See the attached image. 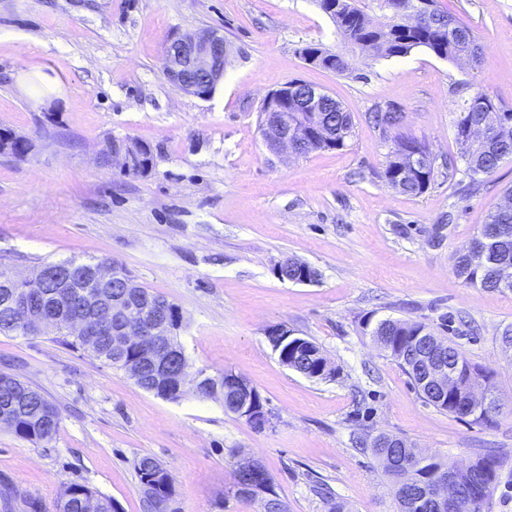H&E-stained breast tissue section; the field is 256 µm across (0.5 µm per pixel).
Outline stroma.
Listing matches in <instances>:
<instances>
[{"label":"stroma","instance_id":"obj_1","mask_svg":"<svg viewBox=\"0 0 512 512\" xmlns=\"http://www.w3.org/2000/svg\"><path fill=\"white\" fill-rule=\"evenodd\" d=\"M479 37L470 69L418 48L376 58L344 46L316 0H0V127L30 145L0 154V263L22 276L47 261L117 262L178 307L192 370L232 371L259 393L270 423L254 428L222 404L171 401L128 373L51 335H0V372L40 390L61 415L45 445L0 426V512H56L66 484L148 512L136 474L155 458L171 478L167 512H262L235 495L238 461L259 463L288 512H394L389 481L367 445L379 433L465 465L494 452L498 478L484 512H512V291L466 285L454 270L488 215L507 201L512 159L470 179L438 169L419 196L382 176L393 145L367 120L404 112L401 133L435 161L456 156L464 100L512 109V0H437ZM223 33L224 79L205 99L169 79L175 35ZM317 46L344 51L340 75L305 62ZM299 81L350 112L341 149L272 156L259 112ZM150 146L145 173L121 171L112 140ZM307 263L310 283L279 279ZM419 321L491 372L503 404L492 423L427 403L365 333L368 316ZM287 326L335 370L310 379L284 366L265 337Z\"/></svg>","mask_w":512,"mask_h":512}]
</instances>
